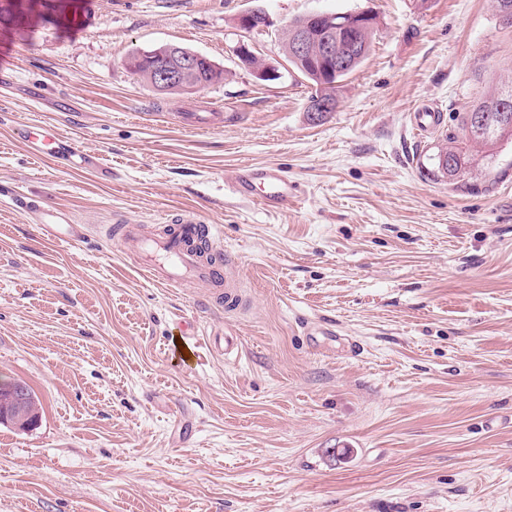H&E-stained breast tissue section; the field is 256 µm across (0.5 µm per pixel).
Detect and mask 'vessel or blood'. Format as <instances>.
<instances>
[{
    "label": "vessel or blood",
    "instance_id": "1",
    "mask_svg": "<svg viewBox=\"0 0 512 512\" xmlns=\"http://www.w3.org/2000/svg\"><path fill=\"white\" fill-rule=\"evenodd\" d=\"M180 121L197 130H214L223 127L224 115L220 112H184ZM19 136L30 152L68 157L73 169H85L93 163L91 155L77 150L72 141L54 129H23ZM230 190L240 198L256 199L260 204L276 209L287 207L298 198L295 183L275 167L260 166L246 170L235 178ZM23 207L34 215L35 229L41 239L51 243L63 242L74 248L85 242L87 225L73 223L66 212L33 200L24 202ZM162 223L164 230L157 235L144 234L142 225L127 221L121 222L117 228L123 242L137 244L136 265L144 275L166 287L189 282L202 284L223 292L227 303L238 302L236 281L225 274L222 262L209 260L199 249L203 243L210 249H217L212 225L193 215H169L163 218Z\"/></svg>",
    "mask_w": 512,
    "mask_h": 512
}]
</instances>
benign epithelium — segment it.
Masks as SVG:
<instances>
[{"instance_id":"benign-epithelium-1","label":"benign epithelium","mask_w":512,"mask_h":512,"mask_svg":"<svg viewBox=\"0 0 512 512\" xmlns=\"http://www.w3.org/2000/svg\"><path fill=\"white\" fill-rule=\"evenodd\" d=\"M373 16L369 11L344 13H311L289 25L295 40L289 47V56L297 62L316 60L327 72V76L340 78L347 73L350 59L358 47L356 35L364 30L365 19ZM269 23V16L261 8H252L241 13L237 25L248 30L257 21ZM167 62L152 69L148 78L152 86L161 93L172 89L193 93L224 79V70L207 57L170 45L166 48ZM307 111L316 115L336 111V99L316 96L309 100ZM9 408L0 417L25 430L35 427L39 412L30 406L27 388L21 383L8 387Z\"/></svg>"}]
</instances>
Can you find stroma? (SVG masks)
Returning <instances> with one entry per match:
<instances>
[{"label": "stroma", "instance_id": "35a3bbf8", "mask_svg": "<svg viewBox=\"0 0 512 512\" xmlns=\"http://www.w3.org/2000/svg\"><path fill=\"white\" fill-rule=\"evenodd\" d=\"M256 5L270 26L239 29ZM362 10L372 50L313 119L283 33ZM169 43L223 81L168 95L127 69ZM3 49L0 375L43 413L0 424V512H512V143L458 185L427 173L457 115L512 83L494 0H0ZM419 107L442 115L422 139ZM36 123L97 172L30 154L15 129ZM261 165L299 202L230 193ZM22 198L70 211L87 243L39 240ZM173 213L215 225L238 306L153 284L104 238ZM180 122L197 130L223 128L224 115L220 112H181Z\"/></svg>", "mask_w": 512, "mask_h": 512}]
</instances>
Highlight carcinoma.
Segmentation results:
<instances>
[{"instance_id":"obj_1","label":"carcinoma","mask_w":512,"mask_h":512,"mask_svg":"<svg viewBox=\"0 0 512 512\" xmlns=\"http://www.w3.org/2000/svg\"><path fill=\"white\" fill-rule=\"evenodd\" d=\"M288 63L315 87L314 94L332 97L336 95V87L324 86V81L318 74L291 59ZM506 100L511 101V105H509V111L502 112L500 107ZM476 113L482 114L485 118V125L478 130L470 122L472 115ZM460 126L464 132V141L455 147L440 146L436 152L429 155V159L433 162L431 174L434 176L438 174L450 182L461 177L467 169L493 155L498 145L512 139V86L496 87L485 93L470 111L462 113Z\"/></svg>"}]
</instances>
